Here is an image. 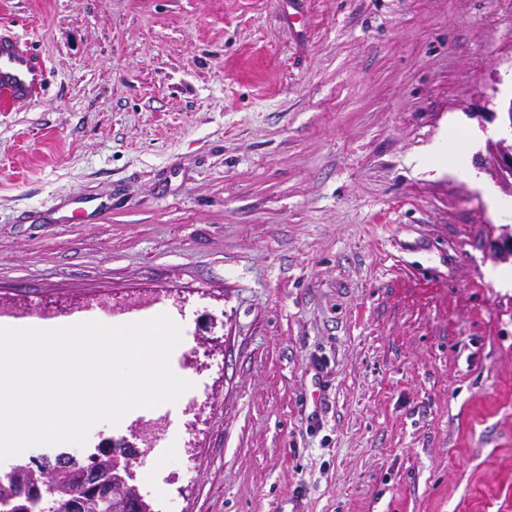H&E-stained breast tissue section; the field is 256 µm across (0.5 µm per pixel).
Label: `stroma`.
Listing matches in <instances>:
<instances>
[{
	"mask_svg": "<svg viewBox=\"0 0 512 512\" xmlns=\"http://www.w3.org/2000/svg\"><path fill=\"white\" fill-rule=\"evenodd\" d=\"M51 72L0 100V299L168 293L192 389L154 512H512V0H0ZM499 201L490 210L486 198ZM211 326L199 350L194 331ZM500 125L506 133L487 141L485 153L475 158L478 170L489 176L507 196L512 194V114L510 107L501 112Z\"/></svg>",
	"mask_w": 512,
	"mask_h": 512,
	"instance_id": "obj_1",
	"label": "stroma"
}]
</instances>
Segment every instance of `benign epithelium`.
<instances>
[{"instance_id":"obj_1","label":"benign epithelium","mask_w":512,"mask_h":512,"mask_svg":"<svg viewBox=\"0 0 512 512\" xmlns=\"http://www.w3.org/2000/svg\"><path fill=\"white\" fill-rule=\"evenodd\" d=\"M500 125L505 134L487 141L485 153L476 156L475 166L489 176L507 196L512 194V111L501 113ZM494 256L506 261L512 257V226L500 227ZM163 301L159 293L137 295L112 303V310L125 312L150 307ZM127 441H110L106 446L113 453L93 460L84 469V506L100 512H150L152 505L134 482L131 460L135 452L125 448ZM41 459L0 469V484H12L11 495L0 498V512H51L48 505L56 493V474L64 471L69 462L62 458L52 471L40 468Z\"/></svg>"}]
</instances>
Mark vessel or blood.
<instances>
[{
	"instance_id": "b4317fda",
	"label": "vessel or blood",
	"mask_w": 512,
	"mask_h": 512,
	"mask_svg": "<svg viewBox=\"0 0 512 512\" xmlns=\"http://www.w3.org/2000/svg\"><path fill=\"white\" fill-rule=\"evenodd\" d=\"M45 62L26 40L0 35V99L11 103L40 101L49 87Z\"/></svg>"
}]
</instances>
